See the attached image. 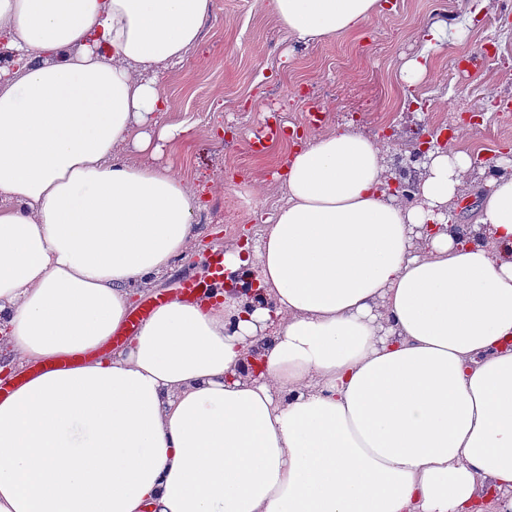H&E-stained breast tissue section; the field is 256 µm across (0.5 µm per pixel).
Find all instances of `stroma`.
Segmentation results:
<instances>
[{
  "mask_svg": "<svg viewBox=\"0 0 512 512\" xmlns=\"http://www.w3.org/2000/svg\"><path fill=\"white\" fill-rule=\"evenodd\" d=\"M488 6L497 13L498 30L481 20ZM444 21L463 28L464 38L431 54L426 81L403 86L401 65ZM499 30L512 35V0H387L362 30L307 47L278 27L265 0H239L216 13L199 49L160 81L174 106L166 122L188 129L161 162L208 193L196 214L202 236L195 253L177 259L155 292L173 297L184 277L204 276L211 249L221 244L255 243L279 204L269 186L281 171L284 143L276 141L264 154L253 153L248 143L273 115L284 116L301 137L339 122L367 128L387 140L397 172L413 168L423 130L451 134L467 112H483L484 121L463 135V147L488 163L512 148V51L502 52L495 67L485 64ZM452 52L477 60V67L449 69ZM315 108L325 114L317 129L304 123Z\"/></svg>",
  "mask_w": 512,
  "mask_h": 512,
  "instance_id": "1",
  "label": "stroma"
}]
</instances>
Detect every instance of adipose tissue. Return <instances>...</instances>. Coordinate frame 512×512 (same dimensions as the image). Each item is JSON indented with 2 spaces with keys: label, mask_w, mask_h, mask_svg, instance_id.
I'll use <instances>...</instances> for the list:
<instances>
[{
  "label": "adipose tissue",
  "mask_w": 512,
  "mask_h": 512,
  "mask_svg": "<svg viewBox=\"0 0 512 512\" xmlns=\"http://www.w3.org/2000/svg\"><path fill=\"white\" fill-rule=\"evenodd\" d=\"M268 7L306 45L381 11ZM213 11L0 0V358L84 356L0 400V512H502L512 173L485 178L457 243L473 159L454 143L407 199L362 128L285 153L283 201L253 254L224 244L218 299L170 300L112 348L135 289L200 235L199 190L157 161L186 132L160 78Z\"/></svg>",
  "instance_id": "1"
}]
</instances>
